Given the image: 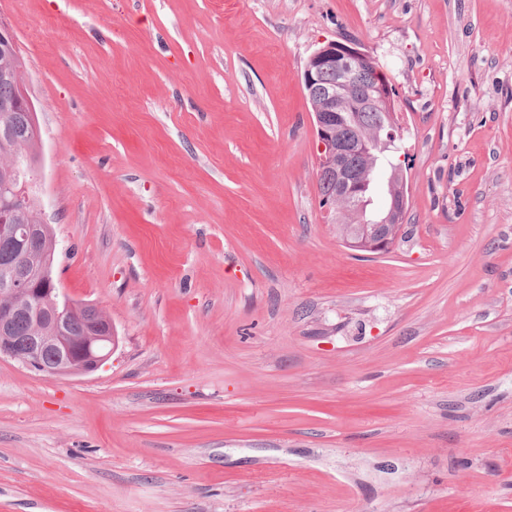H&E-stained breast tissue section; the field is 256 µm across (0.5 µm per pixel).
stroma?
<instances>
[{"instance_id":"obj_1","label":"stroma","mask_w":512,"mask_h":512,"mask_svg":"<svg viewBox=\"0 0 512 512\" xmlns=\"http://www.w3.org/2000/svg\"><path fill=\"white\" fill-rule=\"evenodd\" d=\"M54 275L119 342L0 359V512H512V0H0ZM394 84L390 253L319 205L310 54Z\"/></svg>"}]
</instances>
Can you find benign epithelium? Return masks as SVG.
I'll use <instances>...</instances> for the list:
<instances>
[{
	"mask_svg": "<svg viewBox=\"0 0 512 512\" xmlns=\"http://www.w3.org/2000/svg\"><path fill=\"white\" fill-rule=\"evenodd\" d=\"M0 54L19 57L13 29L2 20ZM370 66L375 63L361 45L332 40L312 52L304 70L305 86L319 99L313 117L320 164L335 176L341 196L361 211L369 182L346 166L348 154L372 146L375 159L379 160L398 151L397 137L390 127L383 128L369 144L364 140L349 141L341 135L350 110L366 111L390 101L392 85L387 81L373 85L360 82L355 94L349 93L350 77ZM15 78L19 93L14 99L1 102L0 112L19 107L34 110L21 70L15 71ZM37 163L28 154H17L12 164L0 170V233L21 241L17 259L0 262V359L10 358L49 378L86 375L109 358L117 336L112 320L102 309L76 302L58 288L50 262L43 258L32 262L31 229L15 223V218L34 199L32 179ZM405 208L406 198L399 196L375 221L365 220L349 228L336 225L338 242L353 252H389L401 234L400 217ZM20 315L28 319L32 328L23 349L14 336V322ZM75 317L84 324L81 336L73 335L70 329Z\"/></svg>",
	"mask_w": 512,
	"mask_h": 512,
	"instance_id": "1",
	"label": "benign epithelium"
}]
</instances>
